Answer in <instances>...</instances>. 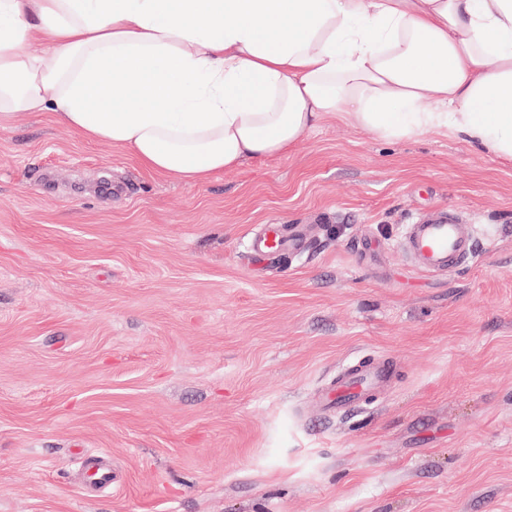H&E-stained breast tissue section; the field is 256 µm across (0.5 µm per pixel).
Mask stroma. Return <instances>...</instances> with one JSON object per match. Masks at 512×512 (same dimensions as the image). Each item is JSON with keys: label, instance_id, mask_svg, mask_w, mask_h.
<instances>
[{"label": "stroma", "instance_id": "stroma-1", "mask_svg": "<svg viewBox=\"0 0 512 512\" xmlns=\"http://www.w3.org/2000/svg\"><path fill=\"white\" fill-rule=\"evenodd\" d=\"M435 210L492 249L412 268L397 241ZM267 224L308 249L257 266ZM368 359L391 385L324 411ZM0 512H512V165L331 116L189 185L1 117ZM89 458L84 461L86 484L89 488L106 489L112 487V466L104 460L90 463Z\"/></svg>", "mask_w": 512, "mask_h": 512}]
</instances>
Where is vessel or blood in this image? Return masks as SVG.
I'll return each mask as SVG.
<instances>
[{
  "instance_id": "b4317fda",
  "label": "vessel or blood",
  "mask_w": 512,
  "mask_h": 512,
  "mask_svg": "<svg viewBox=\"0 0 512 512\" xmlns=\"http://www.w3.org/2000/svg\"><path fill=\"white\" fill-rule=\"evenodd\" d=\"M401 244L412 267L423 272H445L454 266L472 262L478 256L471 225L450 215L405 225ZM245 246L259 257L287 250L298 253L304 247V232L299 227L287 230L280 224H268L256 237L246 239ZM391 380L392 371L388 363L355 364L339 376L335 386L327 392L326 406L339 412L357 409L377 391L388 386ZM84 472L88 487H111L112 467L106 461L85 463Z\"/></svg>"
}]
</instances>
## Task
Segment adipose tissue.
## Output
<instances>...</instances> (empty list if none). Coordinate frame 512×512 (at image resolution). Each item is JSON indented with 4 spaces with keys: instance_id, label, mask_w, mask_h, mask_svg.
Returning <instances> with one entry per match:
<instances>
[{
    "instance_id": "obj_1",
    "label": "adipose tissue",
    "mask_w": 512,
    "mask_h": 512,
    "mask_svg": "<svg viewBox=\"0 0 512 512\" xmlns=\"http://www.w3.org/2000/svg\"><path fill=\"white\" fill-rule=\"evenodd\" d=\"M43 111L191 185L330 115L512 163V0H0V112Z\"/></svg>"
}]
</instances>
